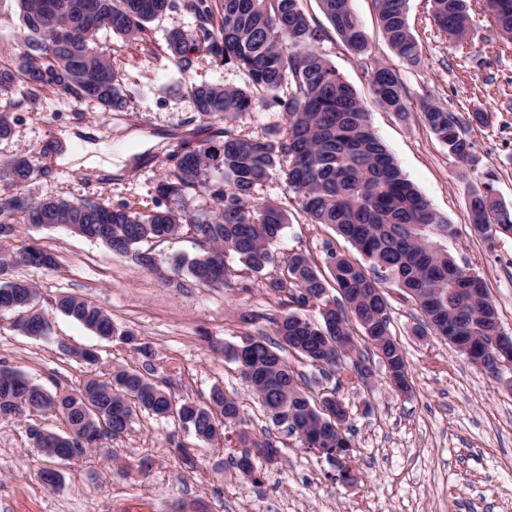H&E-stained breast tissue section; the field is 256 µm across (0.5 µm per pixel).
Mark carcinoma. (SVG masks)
Instances as JSON below:
<instances>
[{
	"mask_svg": "<svg viewBox=\"0 0 512 512\" xmlns=\"http://www.w3.org/2000/svg\"><path fill=\"white\" fill-rule=\"evenodd\" d=\"M20 20L24 52L12 63H0V94L22 83L31 105L49 90L63 102L92 100L103 109L120 110L125 99L112 60L96 48L98 35L113 33L140 41L148 24L172 8H183L196 19L197 40L188 46L178 32L167 38V55L186 72L188 54L204 50L248 78L246 89L233 86L191 87L193 110L203 120L224 124L215 144L187 145L170 155L171 167L157 192L169 200L165 208L146 212L109 206L95 198L62 195L30 198L0 197V238L14 233L17 224L36 228L77 226L83 236L99 240L137 265L153 269L155 256L140 248L145 242L178 236L183 225L193 231L198 252L181 256L171 265L176 286L187 288L211 277L215 286L227 283L228 260H238L252 273L270 278L277 294L288 302L317 310L318 320L290 311L270 318L277 341L248 336L240 345L220 348L234 362L248 387L257 395L273 423L304 448L328 457L338 448H352L346 411L336 389L320 398L298 384L294 368L281 355L291 349L323 373L348 365L361 381L374 375L360 349L346 354L338 337H354L353 326L374 349L398 385L411 392L409 365L391 331L389 304L383 284L393 283L413 302L424 300L419 336L430 333L457 336L474 357L491 362L482 337L499 321L498 308L483 280L461 268L435 237L457 236L454 225L440 219L414 185L404 177L393 156L376 136L357 92L319 51L326 32L311 24L300 0H220L214 10L207 0H11ZM336 37L362 61L367 36L350 7V0H320ZM378 25L392 50L410 66L421 51L408 23V0H374ZM479 10L501 40L500 52L512 51V0H433V21L467 46L471 11ZM371 88L389 111L404 117L408 97L399 73L377 65ZM257 108L285 114V126L261 137L238 133L235 119ZM428 127L461 164V176L479 163L472 143L463 135V120L455 113L424 101ZM279 174L288 184L296 207L313 223L333 228L362 256L352 261L334 251L321 268L304 252L282 262L272 246L288 224L279 202L258 201L257 188ZM35 176L25 154L0 164V180L21 188ZM206 195L213 207L192 213L185 200ZM470 229L488 245L499 238L498 225L512 232V208L488 186L475 189L468 200ZM52 268L53 255L34 245L0 256V276L17 265ZM330 277H325L324 272ZM336 295H331V290ZM39 294L25 280L0 282V312L16 315L15 329L38 336L48 315L38 308ZM55 311L95 335L129 344L135 336L116 327L112 317L88 300L62 294L52 302ZM141 356L136 366L112 369L110 377L89 378L76 392L51 393L22 372L0 366V419L26 411L58 418L65 431L57 433L30 425L31 448L49 464L68 456L81 458L104 442L123 436L141 413L179 420L200 442L217 445L224 427L242 422L237 402L216 385L200 404L178 399L158 377L150 346H133ZM236 467L256 483L257 463L274 464L281 455L271 434L241 431Z\"/></svg>",
	"mask_w": 512,
	"mask_h": 512,
	"instance_id": "obj_1",
	"label": "carcinoma"
}]
</instances>
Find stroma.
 <instances>
[{"instance_id": "1", "label": "stroma", "mask_w": 512, "mask_h": 512, "mask_svg": "<svg viewBox=\"0 0 512 512\" xmlns=\"http://www.w3.org/2000/svg\"><path fill=\"white\" fill-rule=\"evenodd\" d=\"M408 20L421 48L417 66L406 65L390 48L376 20L373 0L350 6L369 40L371 56L356 62L336 38L320 45L339 74L358 93L377 136L404 176L430 208L458 229L440 239L462 268L486 283L500 312V329L512 336V237L494 246L469 230L468 196L494 175L497 197L512 203V53H500V41L483 15H475L467 53L432 19L431 0H409ZM181 32L196 39V21L183 9L167 11L151 22L145 41L130 43L115 35L98 41L112 59L127 104L102 111L96 102H59L45 94L30 106L22 89L0 96L11 114V134L0 140V160L28 154L38 170L26 191L32 197H97L134 211L156 207V186L178 144L213 138L217 123L195 117L192 86H244L245 76L208 54L195 52L189 72H180L166 54V36ZM401 75L411 110L401 117L388 111L370 88L372 64ZM468 117L464 126L479 164L467 179L460 165L426 125L419 105L424 100ZM474 112L487 122L471 121ZM75 136V149L95 145L111 171L83 170L44 154L61 133ZM34 244L52 253L55 268L19 266L14 276L39 291V305L49 313V336L33 339L13 327L14 316L0 313V365L22 371L49 392L79 388L89 377L104 378L117 365L140 360L130 346L99 338L77 322L54 312L62 293L91 301L117 327L135 333L154 351L161 375L176 397L205 403L214 386L235 399L253 433L271 430L281 460L264 465L259 482L242 478L230 455L235 433L222 448L197 441L170 419L141 417L110 444L118 458L93 453L63 466L62 480L44 485L27 436L29 424L43 422L58 430L54 418L29 413L0 420V512H512V389L471 365L448 341L420 336V311L394 285L384 292L390 304L391 329L409 365L411 394L387 381L374 365L369 383L353 381L338 388L353 429L351 466L354 484L331 480L328 462L302 448L298 437L274 426L235 364L213 352V345L237 344L245 336L271 337L270 316L287 312L286 295L271 293L267 277L231 262L227 287L203 285L181 291L170 278V265L196 251L191 230L174 238L146 243L158 263L148 269L115 254L104 244L64 228L38 229L25 224L4 245L18 250ZM275 249L280 257L305 252L323 261L327 250L356 258L352 246L325 225H316L296 209ZM93 352L89 365L66 355L63 345ZM186 443L195 459L186 467L175 452ZM148 460L144 475L132 478L125 466Z\"/></svg>"}]
</instances>
